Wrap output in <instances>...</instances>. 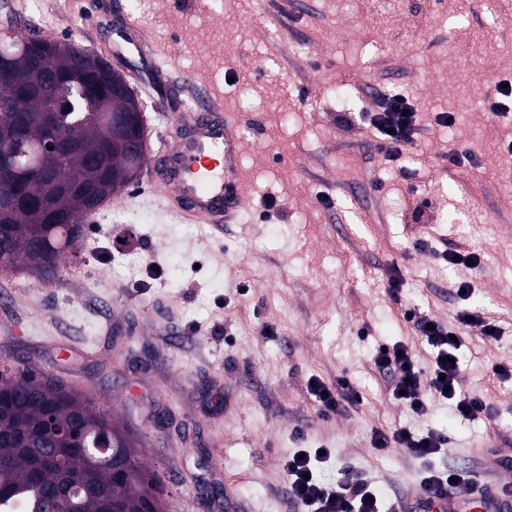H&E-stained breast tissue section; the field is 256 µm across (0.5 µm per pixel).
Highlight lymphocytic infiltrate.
<instances>
[{"instance_id":"1","label":"lymphocytic infiltrate","mask_w":512,"mask_h":512,"mask_svg":"<svg viewBox=\"0 0 512 512\" xmlns=\"http://www.w3.org/2000/svg\"><path fill=\"white\" fill-rule=\"evenodd\" d=\"M363 118L374 129L388 161H400L414 146L420 116L404 94L385 96L379 111L364 113ZM405 317L413 322L419 335L432 348L433 362L430 369L420 368L412 351L403 344L377 351L374 365L391 376V391L396 394L398 403L419 417L428 414L434 399L448 402L454 414L464 420L489 415L490 408L483 398L464 393L459 388L458 359L462 348L460 339L466 333H476L489 341L494 339L492 322L483 316L471 317L465 313L458 315L456 325L451 327L431 323L429 316H420L411 310ZM308 392L324 417L361 400L360 393L345 379L334 384L310 380ZM449 441L447 433L431 429L419 434L407 426L375 431L371 439L377 451L397 446L425 462L427 468L420 486L433 497L446 495L463 485H472L475 480L470 472L436 466V459L447 453ZM321 461L318 450L313 449L302 456L289 455L283 463L288 498L300 512H383L381 495L361 473L346 465L342 468L341 479L328 484L318 473Z\"/></svg>"}]
</instances>
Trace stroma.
Returning a JSON list of instances; mask_svg holds the SVG:
<instances>
[{"mask_svg":"<svg viewBox=\"0 0 512 512\" xmlns=\"http://www.w3.org/2000/svg\"><path fill=\"white\" fill-rule=\"evenodd\" d=\"M8 2L31 30L98 54L111 7L140 17L182 100L211 90L241 122L246 200L219 231L171 217L141 177L85 218L66 257L73 276L0 269L12 294L0 301V365L22 358L114 414L165 472L167 512H295L282 463L303 446L331 449L325 481L347 463L394 500L425 468L405 449L371 447L374 431L399 424L447 430L448 467L505 477L512 374L493 369L512 371V108L494 120L483 107L512 83V0ZM116 68L158 148L178 111L170 90L146 89L137 63ZM340 85L359 110L409 96L421 121L404 166L368 126L337 124ZM465 97L474 111H458ZM451 108L454 125H439ZM424 199L433 219L413 223ZM453 251L478 262L449 265ZM409 309L444 324L479 310L502 327L461 349L459 385L489 416L452 422L437 400L418 417L390 397L379 346L406 344L423 368L432 359ZM314 377L349 380L362 403L321 417Z\"/></svg>","mask_w":512,"mask_h":512,"instance_id":"stroma-1","label":"stroma"}]
</instances>
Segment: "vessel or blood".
<instances>
[{
	"mask_svg": "<svg viewBox=\"0 0 512 512\" xmlns=\"http://www.w3.org/2000/svg\"><path fill=\"white\" fill-rule=\"evenodd\" d=\"M112 33L147 61L144 81L156 85L166 72L158 64L146 29L130 15L114 19ZM239 123L223 100L204 94L192 111L180 114L169 141L149 154L147 177L158 197L179 219L222 227L245 202ZM397 512H512V497L490 499L459 490L457 495L425 501L404 498Z\"/></svg>",
	"mask_w": 512,
	"mask_h": 512,
	"instance_id": "1",
	"label": "vessel or blood"
}]
</instances>
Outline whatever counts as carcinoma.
<instances>
[{
  "mask_svg": "<svg viewBox=\"0 0 512 512\" xmlns=\"http://www.w3.org/2000/svg\"><path fill=\"white\" fill-rule=\"evenodd\" d=\"M5 27L0 48L23 78L14 93L25 104L12 107L0 89V139L21 142L27 160L68 188L55 208L70 221L54 223L34 206L1 207L0 261L48 279L61 256L75 250L77 217L90 211L72 187L90 188L105 201L140 175L146 154L132 144L140 116L137 100L116 90L106 70L81 64L73 45L27 34L8 20ZM26 44L53 48V74ZM52 77L72 84L71 111L49 126L42 91ZM165 488V475L141 461L137 438L110 414L47 376L0 367V512H106L112 499L122 512H164Z\"/></svg>",
  "mask_w": 512,
  "mask_h": 512,
  "instance_id": "carcinoma-1",
  "label": "carcinoma"
}]
</instances>
